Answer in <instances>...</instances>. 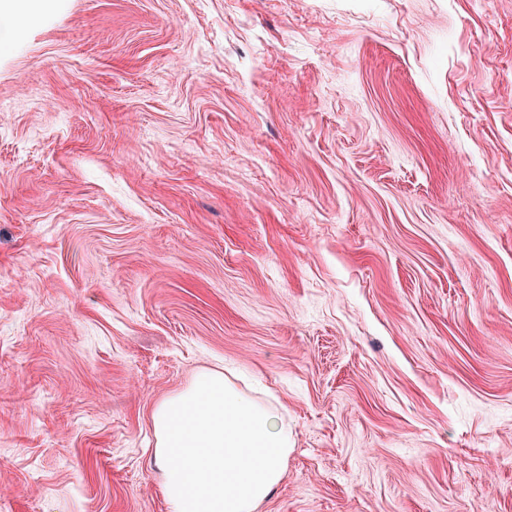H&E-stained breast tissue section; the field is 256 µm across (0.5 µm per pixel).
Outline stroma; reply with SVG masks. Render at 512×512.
<instances>
[{
  "label": "stroma",
  "mask_w": 512,
  "mask_h": 512,
  "mask_svg": "<svg viewBox=\"0 0 512 512\" xmlns=\"http://www.w3.org/2000/svg\"><path fill=\"white\" fill-rule=\"evenodd\" d=\"M0 28V512H169L218 366L287 409L260 512H512V0Z\"/></svg>",
  "instance_id": "35a3bbf8"
}]
</instances>
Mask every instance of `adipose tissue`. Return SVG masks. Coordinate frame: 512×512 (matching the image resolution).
Instances as JSON below:
<instances>
[{
  "label": "adipose tissue",
  "mask_w": 512,
  "mask_h": 512,
  "mask_svg": "<svg viewBox=\"0 0 512 512\" xmlns=\"http://www.w3.org/2000/svg\"><path fill=\"white\" fill-rule=\"evenodd\" d=\"M151 460L169 512H259L282 483L293 446L282 406L198 373L150 415Z\"/></svg>",
  "instance_id": "1"
}]
</instances>
